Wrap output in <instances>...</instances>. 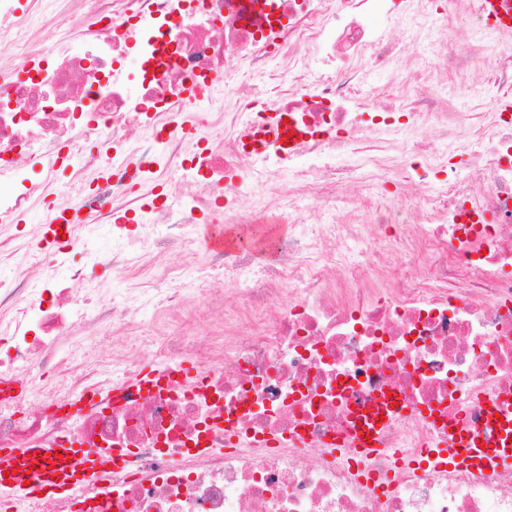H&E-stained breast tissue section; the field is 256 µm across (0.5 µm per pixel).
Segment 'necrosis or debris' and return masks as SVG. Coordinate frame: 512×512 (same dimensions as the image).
I'll return each instance as SVG.
<instances>
[{
  "label": "necrosis or debris",
  "mask_w": 512,
  "mask_h": 512,
  "mask_svg": "<svg viewBox=\"0 0 512 512\" xmlns=\"http://www.w3.org/2000/svg\"><path fill=\"white\" fill-rule=\"evenodd\" d=\"M73 2L0 0V450L18 456L0 512H512V468L395 465L483 423L486 398L512 414V24L463 0V57L434 35L440 0H83L77 53ZM438 70L487 82L495 110L449 111ZM241 71L262 81L224 111ZM374 72L409 100L366 111ZM65 168L61 208L90 221L59 251L85 265L44 264L21 237ZM415 171L429 192L396 209L379 187ZM205 214L252 246L201 249ZM261 218L288 230L254 233ZM100 335L129 355L72 357ZM365 437L390 489L359 478Z\"/></svg>",
  "instance_id": "1"
}]
</instances>
